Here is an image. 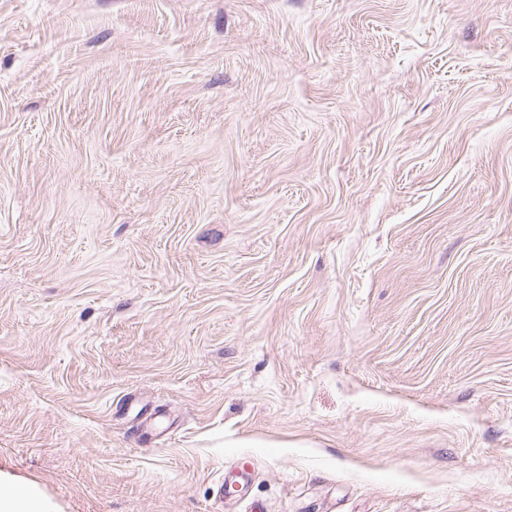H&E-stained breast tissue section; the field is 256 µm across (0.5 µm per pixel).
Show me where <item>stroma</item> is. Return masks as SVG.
<instances>
[{
	"mask_svg": "<svg viewBox=\"0 0 512 512\" xmlns=\"http://www.w3.org/2000/svg\"><path fill=\"white\" fill-rule=\"evenodd\" d=\"M0 471L512 512V0H0Z\"/></svg>",
	"mask_w": 512,
	"mask_h": 512,
	"instance_id": "stroma-1",
	"label": "stroma"
}]
</instances>
